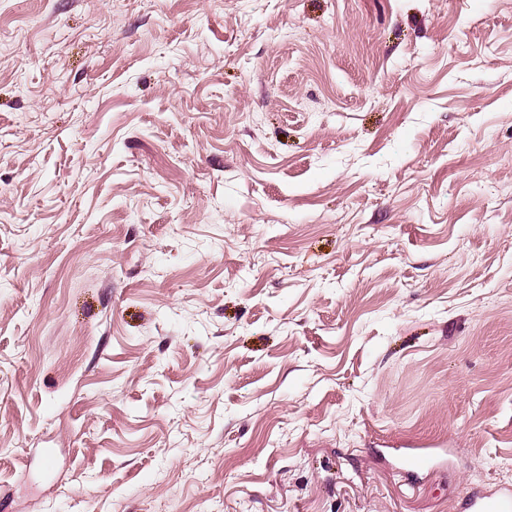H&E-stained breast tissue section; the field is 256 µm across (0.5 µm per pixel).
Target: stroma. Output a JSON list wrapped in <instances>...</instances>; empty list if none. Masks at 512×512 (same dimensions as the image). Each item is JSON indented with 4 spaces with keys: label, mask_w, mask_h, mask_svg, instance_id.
<instances>
[{
    "label": "stroma",
    "mask_w": 512,
    "mask_h": 512,
    "mask_svg": "<svg viewBox=\"0 0 512 512\" xmlns=\"http://www.w3.org/2000/svg\"><path fill=\"white\" fill-rule=\"evenodd\" d=\"M508 483L512 0H0V512Z\"/></svg>",
    "instance_id": "stroma-1"
}]
</instances>
